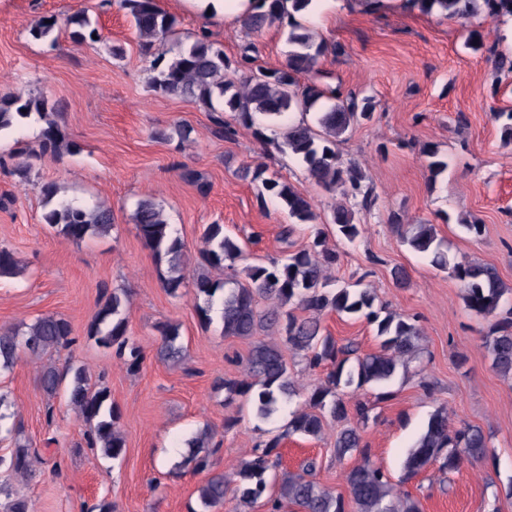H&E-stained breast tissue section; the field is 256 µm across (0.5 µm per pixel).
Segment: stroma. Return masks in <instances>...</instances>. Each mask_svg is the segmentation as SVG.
<instances>
[{
	"label": "stroma",
	"mask_w": 512,
	"mask_h": 512,
	"mask_svg": "<svg viewBox=\"0 0 512 512\" xmlns=\"http://www.w3.org/2000/svg\"><path fill=\"white\" fill-rule=\"evenodd\" d=\"M159 5L177 18L183 45L205 32L229 60L251 52L255 68L286 64L287 23L249 34L241 23L188 10L183 0ZM79 10L90 17L98 41L71 39L64 21ZM46 17L57 21L52 37L34 39L31 27ZM304 22L326 46L308 82L376 103L372 119L338 146L343 158L362 165L375 195L352 244L337 238L329 223L342 195L326 192L292 157L266 147L274 128L241 125L228 139L202 103L152 90L151 58L116 0H0V99L48 100L61 110L66 141L78 148L63 156L42 151L35 123L0 139V248L22 266L16 277L0 280V328L44 315L67 319L76 343L55 360L73 359L101 378L120 410L126 440L119 463L87 447L85 424L65 397L50 399L41 390L38 361L19 358L13 370L0 373V394L43 462L34 481L1 470L0 483L30 500L34 512H97L105 501L115 512H198L204 476L182 465L183 440L207 426L222 433L216 465L228 470L286 422L287 410L262 420L251 409L225 404L215 391L216 382L240 374L253 341L224 335L216 310L210 327L202 326L192 279L174 294L164 288L167 264L144 245L132 219L138 200L159 202L192 270L209 224L244 242L240 269L304 248L307 226L282 241L288 213L261 202L260 181L242 176L247 167L279 173L311 201L328 247L340 255L332 271L337 280L360 281L421 329L418 359L388 384L389 398L376 401L364 427L374 461L420 501L422 512H512V380L492 371L483 348L491 321L467 310L461 282L401 243L388 222L396 213L406 224L434 225L451 259L495 266L512 285V144H503L496 118L512 112V72L497 65L499 56L512 57V18L484 13L463 23L423 12L410 0H383L374 12L363 0H320ZM114 45L122 55H112ZM182 126L191 130L188 139L178 134ZM160 131L165 139H157ZM430 147L448 164L435 177L425 154ZM18 154L30 164L27 175L14 170ZM46 183L60 196L111 210V231L79 241L55 234L42 222ZM464 217L483 224L480 237L460 228ZM397 267L408 272L409 287H395ZM121 290L130 294L129 334L147 355L134 373L88 336L107 295ZM165 323L179 327L183 361L177 366L155 357ZM322 324L338 342L356 341L365 352L380 346L366 320L328 313ZM441 407L453 425L489 432V452L445 480L434 465L406 478L407 453ZM309 457L319 462L315 481L346 494L344 475L357 456L337 457L329 433L294 436L282 447L283 469L297 471Z\"/></svg>",
	"instance_id": "obj_1"
}]
</instances>
